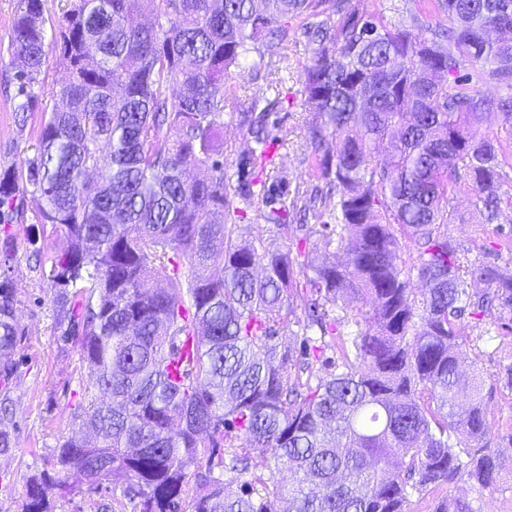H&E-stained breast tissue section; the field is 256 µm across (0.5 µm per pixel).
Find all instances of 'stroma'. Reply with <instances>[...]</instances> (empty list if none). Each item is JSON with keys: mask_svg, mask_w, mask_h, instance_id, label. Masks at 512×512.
<instances>
[{"mask_svg": "<svg viewBox=\"0 0 512 512\" xmlns=\"http://www.w3.org/2000/svg\"><path fill=\"white\" fill-rule=\"evenodd\" d=\"M359 12L388 24L406 26L415 36L429 37L448 29L450 22L438 0H351ZM21 0H0V173L19 172L25 159L33 157L44 106L53 105V91L65 73L55 56H48L40 76L39 101L28 111L13 80L15 67L8 50L13 22ZM304 22H292L293 33L282 56L265 59L261 66L245 62L241 76L231 81L224 97V125L219 140L224 145V180L236 186L240 164L250 157L254 143L237 121V101L265 97L275 101L269 130L278 143L271 153L268 170L282 200H291L296 187H310L317 177L307 155V114L303 107V67L312 47L303 35ZM460 217L449 225L448 235L472 261L491 262L512 275V249L502 246L486 224L477 223L470 199L461 193L450 201ZM246 218L240 234L262 240L272 249L287 248V241L262 218L265 203L254 197L245 205ZM9 239L0 261L10 267L16 296V316L22 336L14 359L17 370L9 380L0 379V397H7L9 412L0 422L14 438L12 453L0 456V512H22L26 488L32 474L49 467L57 443L74 430L73 414L87 405L94 392L93 380L79 347L64 340L57 316L58 289L50 277L49 257L57 240L51 225L41 223L33 201H25L24 216L9 225L0 224V240ZM458 328L464 338L466 359H479L490 373L512 366V339L499 336L496 326L475 325L462 318ZM502 478L494 489H479L460 483L448 495L470 502L474 512H512V445L501 442ZM71 493L54 494V512H112L117 503L111 485L88 492L80 475H71Z\"/></svg>", "mask_w": 512, "mask_h": 512, "instance_id": "stroma-1", "label": "stroma"}]
</instances>
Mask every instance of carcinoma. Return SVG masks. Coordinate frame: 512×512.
Segmentation results:
<instances>
[{"label": "carcinoma", "instance_id": "obj_1", "mask_svg": "<svg viewBox=\"0 0 512 512\" xmlns=\"http://www.w3.org/2000/svg\"><path fill=\"white\" fill-rule=\"evenodd\" d=\"M440 2L453 23L445 50L350 0H67L55 34L61 105L44 111L24 180L0 174V218L29 194L57 233L58 312L98 394L74 415L88 434L66 438L30 477L23 512H53L49 494L73 471L138 512H407L415 491L498 483L487 407L499 385L512 390V367L461 368L457 321L487 318L512 336V275L462 261L448 204L463 190L478 223L500 215L512 146L483 124L497 110L512 129V97L462 86L460 64L489 62L478 81L512 89V38L486 39L512 32V0ZM301 16L314 46L307 146L336 196V227L320 242L346 254L310 275L290 250L238 239L240 209L210 162L241 60L257 44L261 61L280 53ZM45 36L42 0H24L11 35L23 112L38 101ZM271 110L256 97L236 106L255 160ZM206 164L209 175L188 177ZM257 184L236 193L262 195L266 223L297 236V201L279 205L273 185ZM297 301L302 334L283 348L277 327ZM19 336L3 280L6 378ZM267 453L293 482L264 473ZM432 512L473 508L444 497Z\"/></svg>", "mask_w": 512, "mask_h": 512}]
</instances>
